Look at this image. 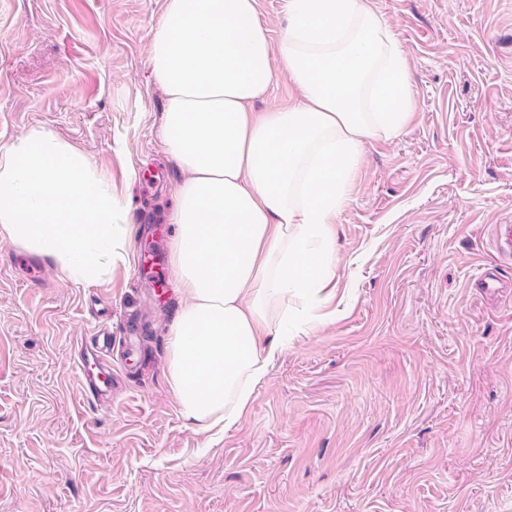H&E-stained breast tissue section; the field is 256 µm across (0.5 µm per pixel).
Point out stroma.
<instances>
[{
	"label": "stroma",
	"instance_id": "1",
	"mask_svg": "<svg viewBox=\"0 0 512 512\" xmlns=\"http://www.w3.org/2000/svg\"><path fill=\"white\" fill-rule=\"evenodd\" d=\"M166 0H0V146L85 152L169 248L180 172L148 62ZM410 64L401 137L367 144L336 221V294L223 436L167 389L172 285L77 286L0 237V512H512V0H370ZM487 274L496 293L478 286ZM134 336L112 399L76 361Z\"/></svg>",
	"mask_w": 512,
	"mask_h": 512
}]
</instances>
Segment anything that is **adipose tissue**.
<instances>
[{"instance_id": "1", "label": "adipose tissue", "mask_w": 512, "mask_h": 512, "mask_svg": "<svg viewBox=\"0 0 512 512\" xmlns=\"http://www.w3.org/2000/svg\"><path fill=\"white\" fill-rule=\"evenodd\" d=\"M278 37L258 0H166L149 44L162 136L183 177L169 221L182 307L167 383L201 432L241 421L287 349L336 292L338 214L364 145L402 135L407 59L366 0H285ZM297 93L253 112L276 77ZM130 226L91 158L44 128L0 147V236L93 285L127 265Z\"/></svg>"}]
</instances>
